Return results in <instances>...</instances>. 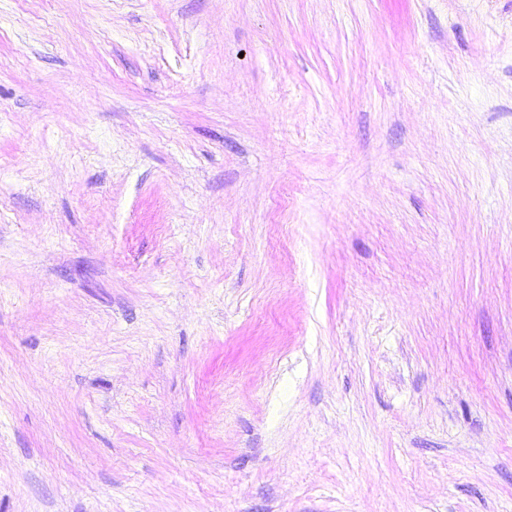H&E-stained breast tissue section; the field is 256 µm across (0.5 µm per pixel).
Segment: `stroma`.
Masks as SVG:
<instances>
[{
  "label": "stroma",
  "mask_w": 512,
  "mask_h": 512,
  "mask_svg": "<svg viewBox=\"0 0 512 512\" xmlns=\"http://www.w3.org/2000/svg\"><path fill=\"white\" fill-rule=\"evenodd\" d=\"M0 512H512V0H0Z\"/></svg>",
  "instance_id": "stroma-1"
}]
</instances>
